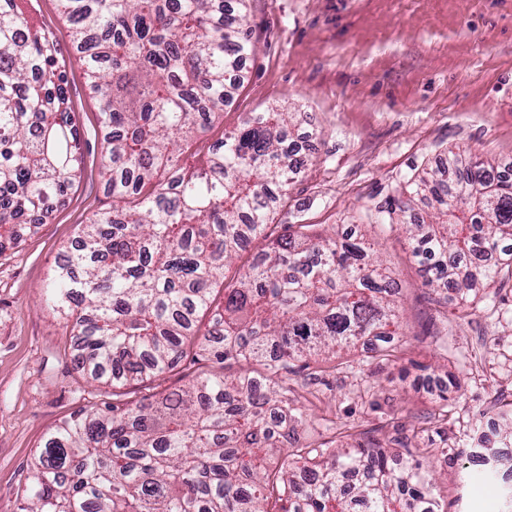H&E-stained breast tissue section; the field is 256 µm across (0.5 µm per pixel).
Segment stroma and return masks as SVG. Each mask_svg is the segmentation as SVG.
Segmentation results:
<instances>
[{
	"label": "stroma",
	"mask_w": 512,
	"mask_h": 512,
	"mask_svg": "<svg viewBox=\"0 0 512 512\" xmlns=\"http://www.w3.org/2000/svg\"><path fill=\"white\" fill-rule=\"evenodd\" d=\"M28 10L67 61L84 170L47 223L21 227L19 247L0 252V512H18L49 428L112 399L81 369L70 321L45 303L80 225L112 205L99 175L100 105L59 0H30ZM246 27L257 52L209 140L250 113H295L312 157L274 223L332 224L337 237L375 241L399 284L402 360L370 365L361 347L325 396L380 440L447 402L450 450L429 463L433 492L448 512H500L504 481L490 468L499 448L481 431L486 413L512 403V281L462 316L424 286L404 230L368 212L448 151L512 163V0H251ZM475 456L483 467L471 466Z\"/></svg>",
	"instance_id": "35a3bbf8"
}]
</instances>
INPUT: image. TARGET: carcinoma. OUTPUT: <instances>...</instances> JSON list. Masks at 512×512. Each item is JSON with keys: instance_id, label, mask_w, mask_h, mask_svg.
<instances>
[{"instance_id": "cac0c4a2", "label": "carcinoma", "mask_w": 512, "mask_h": 512, "mask_svg": "<svg viewBox=\"0 0 512 512\" xmlns=\"http://www.w3.org/2000/svg\"><path fill=\"white\" fill-rule=\"evenodd\" d=\"M25 2L0 0V250L18 244L19 226L44 223L82 174L66 63ZM61 2L102 103L112 209L82 225L48 301L73 319L82 367L112 387V402L49 429L19 512H447L424 468L448 454L434 448L447 441L446 404L403 429L404 462L336 431L334 417L322 418L327 437L291 441L344 352L379 338L371 359L397 362L407 335L374 243L312 224L267 232L305 163L293 113L202 139L241 82L230 68L256 52L249 0ZM193 141L202 163L189 168ZM428 194L430 220H406ZM376 219L406 226L424 285L454 295L466 317L470 297L512 279V247L501 249L512 241V180L465 149ZM259 235L267 249L225 283L242 240ZM205 314L211 330L200 335ZM186 357L196 368L185 383L157 389Z\"/></svg>"}]
</instances>
